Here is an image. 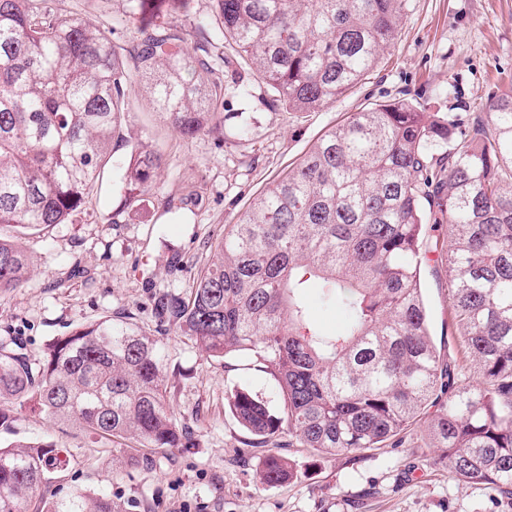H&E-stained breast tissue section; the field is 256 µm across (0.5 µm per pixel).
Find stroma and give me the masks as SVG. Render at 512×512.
I'll return each mask as SVG.
<instances>
[{
    "label": "stroma",
    "instance_id": "35a3bbf8",
    "mask_svg": "<svg viewBox=\"0 0 512 512\" xmlns=\"http://www.w3.org/2000/svg\"><path fill=\"white\" fill-rule=\"evenodd\" d=\"M52 8L110 29L114 42L131 46L136 30L129 0H49ZM213 76L226 87L212 132L182 139L155 112L138 82L125 87L129 110L126 142L160 151L165 163L145 193L122 203L115 189L126 150L115 148L112 164L89 212L79 224L19 231L36 271L13 292L0 295V341L23 336L30 359L76 325L106 316H128L159 336L167 354L170 411L188 428L187 448H135L93 442L83 431L55 425L26 407L14 410L0 445L17 439H48L79 458L57 473L51 489L106 491L129 512H512V500L485 486L453 478L434 462L426 427L417 423L399 446L318 457L296 445L280 453L293 460L298 480L267 485L260 467L267 448L230 412L227 397L245 390L277 408L273 382L254 358L224 361L199 352L187 338L158 329L150 297L159 290H185L191 273L213 255L225 225L236 223L251 200L304 155L326 130L370 103L407 99L430 117L455 112L486 115L490 99L512 89V0H409L399 39L367 80L335 103L313 112L273 104L267 88L231 44L215 37ZM250 88L241 96L237 85ZM175 199L166 208V199ZM185 269L167 265L172 252ZM430 331L448 339V290L444 273L421 271ZM135 457L130 466L118 457Z\"/></svg>",
    "mask_w": 512,
    "mask_h": 512
}]
</instances>
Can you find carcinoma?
<instances>
[{
  "mask_svg": "<svg viewBox=\"0 0 512 512\" xmlns=\"http://www.w3.org/2000/svg\"><path fill=\"white\" fill-rule=\"evenodd\" d=\"M183 0H130L131 48L47 0H0V230L78 224L120 138L125 86L140 80L184 139L213 129L224 85L200 42L165 16ZM232 40L276 101L295 112L336 102L398 38L408 0H217ZM133 58L136 70L127 68ZM489 120H429L408 100L374 103L321 135L283 178L224 225L211 263L188 291H158L151 308L212 358L255 356L280 408L236 391L232 413L261 445L288 437L317 455H345L427 424L438 465L512 499V90ZM162 154L133 144L119 194H142ZM448 225V238L421 242ZM435 257H430V254ZM447 276L449 363L429 332L421 266ZM31 258L0 234V294L22 287ZM318 288L348 325L323 333L304 298ZM156 336L127 317L75 326L33 363L0 345V426L14 404L105 440L182 448L166 407ZM76 456L45 440L0 448V512H128L105 492L49 493ZM298 478L269 453L261 479Z\"/></svg>",
  "mask_w": 512,
  "mask_h": 512,
  "instance_id": "1",
  "label": "carcinoma"
}]
</instances>
